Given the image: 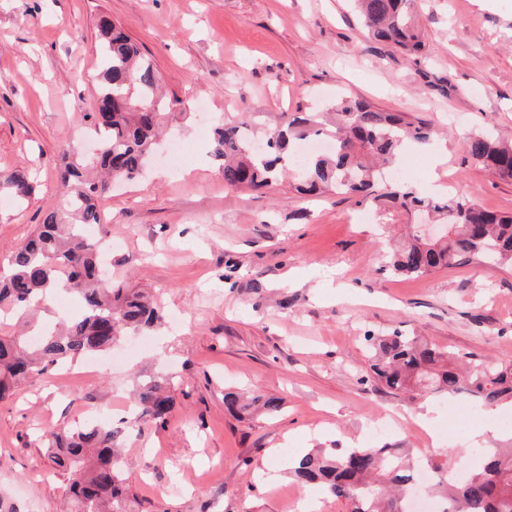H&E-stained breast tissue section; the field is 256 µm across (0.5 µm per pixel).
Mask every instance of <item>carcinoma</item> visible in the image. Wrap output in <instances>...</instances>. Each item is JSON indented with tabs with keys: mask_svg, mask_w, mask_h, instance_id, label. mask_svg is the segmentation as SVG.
<instances>
[{
	"mask_svg": "<svg viewBox=\"0 0 512 512\" xmlns=\"http://www.w3.org/2000/svg\"><path fill=\"white\" fill-rule=\"evenodd\" d=\"M354 2L368 38L391 45L420 64L426 43L413 16L416 0ZM100 39L95 112L88 115L97 151L85 154L76 143H63L57 171L60 203L47 208L42 223L11 252L0 273V324L9 319L31 332L38 330L32 324L34 308L60 293L79 299L82 313L57 321L35 342L25 334L0 333V403L8 402L20 383L48 368L108 351L126 333L147 330L163 320L160 309L142 292L99 276L98 243L87 233L101 224L99 201L109 191V180L98 174L114 181L141 177L168 116L152 60L105 18ZM251 121L244 113L239 121L222 122L214 129L210 155L220 162L226 185L264 190L291 171L301 194H355L360 205L386 197L400 212L421 209L437 215L448 227L446 238L429 241L410 235L390 260L397 275L420 277L461 260L512 266V216L488 211L456 193L429 200L405 184L379 192L382 172L395 167L404 145L427 144L429 127L350 93L324 112H300L270 128L260 151L245 133ZM317 137L331 141V151L298 161L301 145ZM467 149L470 158L494 177L512 181L511 144L477 132L469 137ZM33 191L28 169L0 172V194L16 205ZM363 340L372 378L392 395H463L484 408L512 401V363L493 364L473 353L455 357L398 329L381 335L368 332ZM173 388L168 375L141 380L135 393L137 414L124 429L81 423L39 437L51 462L67 474L69 512H130L134 499L122 467L123 447L143 425L166 424L175 404ZM224 405L231 412L255 405L267 415L280 410L275 398L258 395L246 403L230 390L224 392ZM480 456L481 465L456 481L448 464L434 465L436 487L446 504L442 512H512V431L508 443L482 448ZM288 473L301 484H322L331 496L347 502L350 512H407L415 480L407 450L389 444L312 448L289 464Z\"/></svg>",
	"mask_w": 512,
	"mask_h": 512,
	"instance_id": "obj_1",
	"label": "carcinoma"
}]
</instances>
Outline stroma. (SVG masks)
<instances>
[{
    "mask_svg": "<svg viewBox=\"0 0 512 512\" xmlns=\"http://www.w3.org/2000/svg\"><path fill=\"white\" fill-rule=\"evenodd\" d=\"M427 58L367 40L350 0H0V169L24 165L23 209L0 198V258L57 198L63 141H82L98 86L99 22L119 23L151 55L171 104L168 127L188 149L181 170L160 164L105 196L98 235L122 243L112 280L153 295L164 323L100 356L94 377L51 368L0 405V512H66L67 479L40 432L87 420L115 423L140 375H175L165 426H144L123 452L139 512H324L346 503L288 474L300 451L366 442L370 420L412 449L419 469L471 466L492 445L485 409L445 396L387 394L367 373L363 335L401 330L457 353L512 363V269L460 263L422 277L392 273L408 220L355 198L225 185L209 154L214 122L249 113L259 128L351 93L437 131L399 170L425 196L442 186L512 214V181L466 153L491 127L512 135V0H417ZM369 213L370 222L359 221ZM246 387L279 413H231L224 392ZM465 420L466 452L428 444L414 424Z\"/></svg>",
    "mask_w": 512,
    "mask_h": 512,
    "instance_id": "35a3bbf8",
    "label": "stroma"
}]
</instances>
